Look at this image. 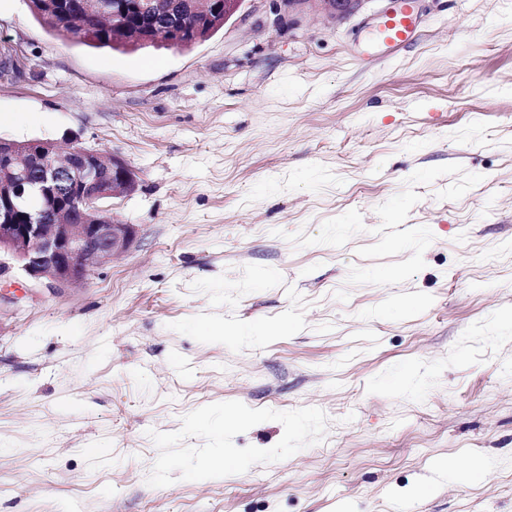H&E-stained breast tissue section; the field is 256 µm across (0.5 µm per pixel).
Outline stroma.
I'll use <instances>...</instances> for the list:
<instances>
[{"mask_svg": "<svg viewBox=\"0 0 512 512\" xmlns=\"http://www.w3.org/2000/svg\"><path fill=\"white\" fill-rule=\"evenodd\" d=\"M398 7L121 52L0 0V113L41 115L0 137L138 180L127 253L0 303V512H512V0L361 58ZM34 16L44 28L61 39L80 38V29L75 28L72 23L62 21L57 15L42 11Z\"/></svg>", "mask_w": 512, "mask_h": 512, "instance_id": "stroma-1", "label": "stroma"}]
</instances>
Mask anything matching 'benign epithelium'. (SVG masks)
Instances as JSON below:
<instances>
[{
    "instance_id": "obj_1",
    "label": "benign epithelium",
    "mask_w": 512,
    "mask_h": 512,
    "mask_svg": "<svg viewBox=\"0 0 512 512\" xmlns=\"http://www.w3.org/2000/svg\"><path fill=\"white\" fill-rule=\"evenodd\" d=\"M246 0H84L88 14L112 21V43L137 51L159 42L190 50L209 39L187 18L203 15L213 30L225 27ZM288 17L313 11L338 21L365 0H278ZM137 188L134 170L117 155L74 139L0 138V279L17 269L32 283L51 289L79 288L96 271L127 252L136 237L131 224L104 206ZM38 198L39 209L28 202ZM84 202L76 212L72 202Z\"/></svg>"
}]
</instances>
